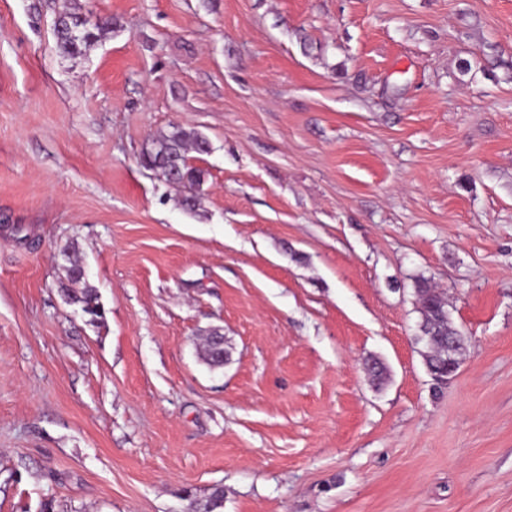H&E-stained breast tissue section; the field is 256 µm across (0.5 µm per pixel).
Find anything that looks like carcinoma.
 Here are the masks:
<instances>
[{
    "label": "carcinoma",
    "mask_w": 512,
    "mask_h": 512,
    "mask_svg": "<svg viewBox=\"0 0 512 512\" xmlns=\"http://www.w3.org/2000/svg\"><path fill=\"white\" fill-rule=\"evenodd\" d=\"M108 26L101 20L90 29L83 26L82 8L66 10L57 17L56 45L65 56L79 55L97 39L99 33ZM209 148L206 138L193 129L174 126L167 131L157 132L141 155V163L147 169H156L163 173V180L170 184L189 189L182 196L181 206L189 211L200 204V186L204 172L187 163V153L191 150L205 153ZM68 283L61 285L62 295L70 304L77 305L82 312L93 320L103 317L104 310L99 302L96 288L86 283L80 289L69 284L85 280L81 265L71 263L67 274ZM416 297L420 321L417 340L421 344L420 355L427 368L433 374H441L448 353V340L458 339L455 356H460L466 348L467 340L458 337V328L448 314V302L432 287L427 278L421 276L416 280ZM215 332L206 334L203 346V359L212 367L224 365V357L230 356L229 349L212 341ZM224 491L217 489L204 501H195L191 512H216L223 506Z\"/></svg>",
    "instance_id": "1"
}]
</instances>
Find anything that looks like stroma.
Here are the masks:
<instances>
[{"mask_svg":"<svg viewBox=\"0 0 512 512\" xmlns=\"http://www.w3.org/2000/svg\"><path fill=\"white\" fill-rule=\"evenodd\" d=\"M77 3L114 24L65 58ZM173 125L210 143L193 211L139 163ZM421 276L468 338L439 392ZM217 487L512 512V0H0V512ZM67 279L70 283L84 282L83 288H70L69 285L62 283L61 292L69 304L78 305L82 312L90 316L91 320H99L103 317L104 310L99 302V296L96 288L86 283L85 272L77 262L71 263L67 272ZM94 321V322H95Z\"/></svg>","mask_w":512,"mask_h":512,"instance_id":"stroma-1","label":"stroma"}]
</instances>
